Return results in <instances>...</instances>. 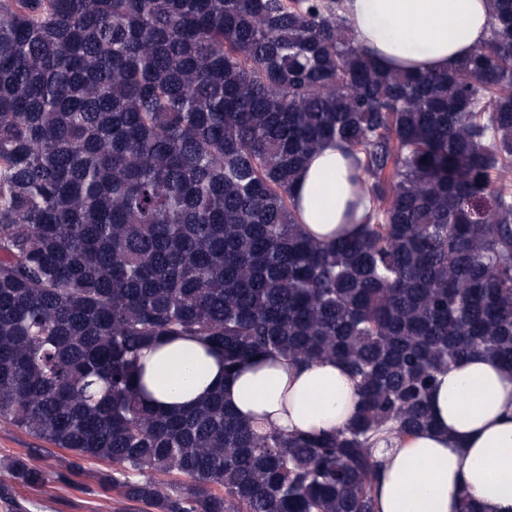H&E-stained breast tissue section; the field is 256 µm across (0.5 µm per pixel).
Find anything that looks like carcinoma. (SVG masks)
I'll return each instance as SVG.
<instances>
[{
  "mask_svg": "<svg viewBox=\"0 0 512 512\" xmlns=\"http://www.w3.org/2000/svg\"><path fill=\"white\" fill-rule=\"evenodd\" d=\"M444 73L388 71L342 0H0V422L109 463L148 512H375L371 439L432 426L438 373L512 369V0ZM369 201L354 238L292 199L328 141ZM338 360L361 408L310 437L214 391L145 403L139 352ZM41 448L0 461L36 487Z\"/></svg>",
  "mask_w": 512,
  "mask_h": 512,
  "instance_id": "1",
  "label": "carcinoma"
}]
</instances>
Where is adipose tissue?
Segmentation results:
<instances>
[{"label":"adipose tissue","instance_id":"obj_1","mask_svg":"<svg viewBox=\"0 0 512 512\" xmlns=\"http://www.w3.org/2000/svg\"><path fill=\"white\" fill-rule=\"evenodd\" d=\"M345 8L379 65L418 73L453 68L486 41L491 21L488 0H345ZM348 167L344 149L326 144L293 186L300 220L315 238L361 230L346 217L354 200ZM141 362L153 405L169 410L220 388L239 416L312 434L345 427L359 410L355 383L335 361L254 357L228 373L222 353L165 336ZM429 404L432 428L376 444V512H462L466 494L482 512H512V370L473 354L439 374Z\"/></svg>","mask_w":512,"mask_h":512}]
</instances>
